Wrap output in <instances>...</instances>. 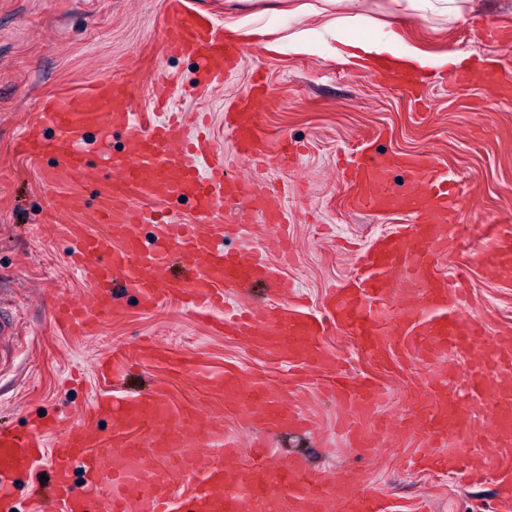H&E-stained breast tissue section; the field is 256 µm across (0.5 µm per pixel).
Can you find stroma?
I'll return each instance as SVG.
<instances>
[{"label":"stroma","instance_id":"1","mask_svg":"<svg viewBox=\"0 0 512 512\" xmlns=\"http://www.w3.org/2000/svg\"><path fill=\"white\" fill-rule=\"evenodd\" d=\"M186 4L213 16L228 34L239 26L270 28L280 37L306 31L314 50L268 52L245 45L223 86L203 91L196 86L195 59L163 51V30L171 21L166 0H0V300L22 324L15 366L0 371V425L25 433L40 418L63 411L79 415L108 390L122 398L159 388L179 407L196 406L206 388L164 365L131 366L115 382L101 376V354L113 348L133 353L146 338L172 358L192 357L216 372L232 363L290 385L308 428L265 432L225 415L224 433L238 442L242 467L253 463V438L264 435L277 455L299 460L308 472L325 478L352 474L366 482L379 496L382 512H499L503 490L496 471L465 481L435 465L408 466L428 438L425 428L408 432L403 426L413 407L411 380L429 370V362L380 363L359 336L343 327L328 328L322 345L338 364L391 392L368 416L373 446L361 455L351 453L338 432L347 411L325 394L322 374L307 371L294 378L288 367L254 362L245 338L209 331L176 305L146 311L133 291L124 290L118 296L121 314L96 335L53 332L54 302L78 296L89 284L70 266L71 243L54 232L55 205L41 185L53 158H29L18 137L33 131L52 139L40 101L80 92L95 77L129 81L135 113L150 114L157 122L164 114L154 103L167 96L173 110L209 114L216 142L228 156L236 147L224 125L227 106L254 81L265 83L270 99L259 109L261 130L268 138L296 144L299 153L293 168L273 165L258 175V186L285 189L289 259L282 271L309 311L319 315L327 294L355 277L357 251L408 221L397 212L352 208L341 177L343 163L367 149L382 157L431 160L459 185L458 228L449 234L439 265L440 272L457 267L467 276L459 313L481 323L489 338L512 325V282L499 280L489 261L459 234L463 228L483 232L491 216L512 218V99L484 87L426 79L414 100L355 60L330 59L332 24L348 14L336 0ZM357 11L363 37L378 40L395 32L430 60L458 52L464 65L489 57L512 72V49L485 36L490 25L512 23V0H361ZM239 219L249 234L243 239L229 234L225 250L259 248L279 260L284 248L268 233L258 208L241 210Z\"/></svg>","mask_w":512,"mask_h":512}]
</instances>
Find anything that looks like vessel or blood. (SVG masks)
Masks as SVG:
<instances>
[{"mask_svg":"<svg viewBox=\"0 0 512 512\" xmlns=\"http://www.w3.org/2000/svg\"><path fill=\"white\" fill-rule=\"evenodd\" d=\"M171 24L164 32V50L199 61L197 83L205 89L219 87L234 71L242 49L227 41L211 18L191 10L185 0H168ZM496 68L475 72L452 71L449 84L466 87L499 83ZM45 121L55 138L36 143L22 138L23 153L35 158L54 155V168L43 171L42 185L60 196L65 208L80 207V184H99L95 221L107 225L103 236L88 233L85 225H59L61 237L73 243L71 263L89 288L76 298L58 301L53 322L61 334L92 336L118 312L117 291L134 290L143 307L177 302L183 311L216 332L245 337L253 357L270 365L302 363L329 377L327 388L349 409L340 432L351 451L369 447V434L358 426L359 415L373 411L384 392L377 384L351 377L320 343L327 324L342 326L360 336L379 359L397 345L408 356L436 358L447 349L476 351L484 331L458 309L463 301L461 275H440L436 269L447 251L448 215L454 212L459 189L447 173L422 158H381L362 154L350 168L348 185L354 207L366 211H405L410 221L397 225L385 238L358 256L360 273L338 285L327 305L328 317L306 312L290 299L289 283L281 265L259 250L230 253L224 249L229 230L247 232L235 225L237 208L252 203V179L227 174L224 154L215 150L209 136L192 140L183 135L179 118L154 124L137 117L129 100V87L96 80L77 94H62L45 101ZM234 135L236 151L253 168L271 164L293 167L288 146L266 139L260 132L252 101H235L224 114ZM119 129L131 143L125 154H107L103 165L90 162L85 139L90 132L109 137ZM405 167L414 194L389 186L394 165ZM76 179L78 188L59 194L64 178ZM194 202L190 219L168 210L174 198ZM271 204L263 211L264 223L280 242L288 240L283 205L276 188H269ZM155 227L150 244H142L140 227ZM499 277L512 278V225L498 226L484 246ZM179 256L193 268L191 277L170 276L169 262ZM414 259L412 279L420 305L410 306L387 319L383 305L388 296L386 275L404 256ZM253 280L266 284L278 305L258 318L248 312L224 310L227 289ZM19 337L16 317L0 314V367L10 362ZM172 369L190 374L213 397L202 408L210 416L207 426H195L197 412L176 408L169 395L155 391L122 402L95 399L81 416L85 429L47 448L45 427L26 434L0 431V508L13 497L12 478L50 458L52 482L44 495L50 512H177L176 485H183L189 512H244L247 504L269 499L287 505L289 512H332L337 497H344L350 512H380L370 487L345 476L330 482L308 473L295 461L268 453L266 440H257L253 454L262 466L243 469L240 451L224 434L220 423L230 413L243 420L257 419L266 427H298L302 411L282 389L267 380L245 378L236 368L215 374L189 358L168 360ZM432 424L430 447L441 449L442 459L458 474L492 469L512 478V330L498 336L490 352L472 362L467 381L455 386L435 373L421 383L416 398ZM484 411L486 437L496 452L475 457L463 439L471 427L464 415L470 408ZM111 416V437L95 435L92 427ZM223 458L222 466L208 462ZM80 465L84 480H71L73 465Z\"/></svg>","mask_w":512,"mask_h":512,"instance_id":"vessel-or-blood-1","label":"vessel or blood"}]
</instances>
